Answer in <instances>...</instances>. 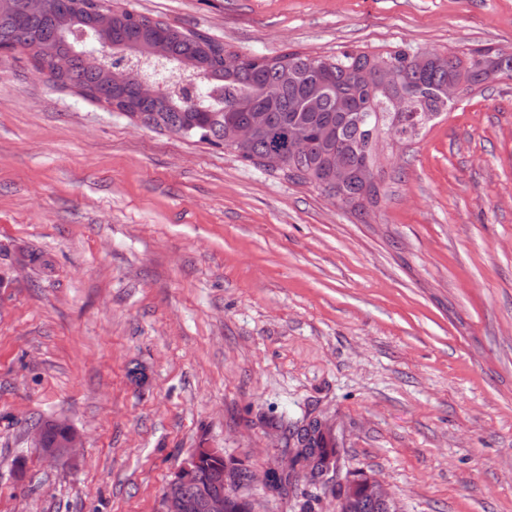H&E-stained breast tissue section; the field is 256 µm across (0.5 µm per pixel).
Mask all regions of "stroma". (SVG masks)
Returning <instances> with one entry per match:
<instances>
[{
  "mask_svg": "<svg viewBox=\"0 0 512 512\" xmlns=\"http://www.w3.org/2000/svg\"><path fill=\"white\" fill-rule=\"evenodd\" d=\"M118 3L245 55L512 50V0ZM380 160L361 220L0 53V512H159L197 448L254 472L253 512H336L264 486L314 417L396 512H512V79ZM34 442L36 448H40L42 455L52 462L60 465L69 464L74 455L75 448H78L79 440L75 432L59 443L56 447L48 448L45 445L43 433L40 427L33 431Z\"/></svg>",
  "mask_w": 512,
  "mask_h": 512,
  "instance_id": "obj_1",
  "label": "stroma"
}]
</instances>
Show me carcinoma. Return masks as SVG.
<instances>
[{
    "instance_id": "1",
    "label": "carcinoma",
    "mask_w": 512,
    "mask_h": 512,
    "mask_svg": "<svg viewBox=\"0 0 512 512\" xmlns=\"http://www.w3.org/2000/svg\"><path fill=\"white\" fill-rule=\"evenodd\" d=\"M95 0H51L47 11L31 14L22 0H0V49L37 61L36 48L46 40L58 44V58L48 66L50 81L77 91L104 108L114 107L143 126L187 139L222 147L238 159L264 167L263 159L276 146L299 136L304 149L285 156L280 172L287 179L309 185L358 218L380 202L379 184L362 178L366 168L382 169L372 151V140L388 129L392 119L407 138L426 127L425 119L448 111V81L462 90L488 82V66L498 76L512 77V56L491 55L474 49L462 55L447 52V59L415 62L416 51L397 46L384 52L343 50L335 55L311 56L300 52L241 55L210 36L173 26L150 16L114 7L112 28L105 33L117 51H127L141 63L142 75H174L184 59L200 63L196 76L178 78L158 100L140 97L138 84L112 87L109 75L117 60L95 61L87 46L99 38L92 24ZM392 67L399 80L391 87L376 76L373 85L362 81L363 72ZM407 99V112H392V101ZM262 124L249 146L238 148L224 141V127ZM350 172L336 184V161ZM297 439L309 438V447L324 456L340 453L336 441L323 434L309 436V428L294 429ZM199 465L186 493L199 486H215L224 473V460L197 448Z\"/></svg>"
}]
</instances>
